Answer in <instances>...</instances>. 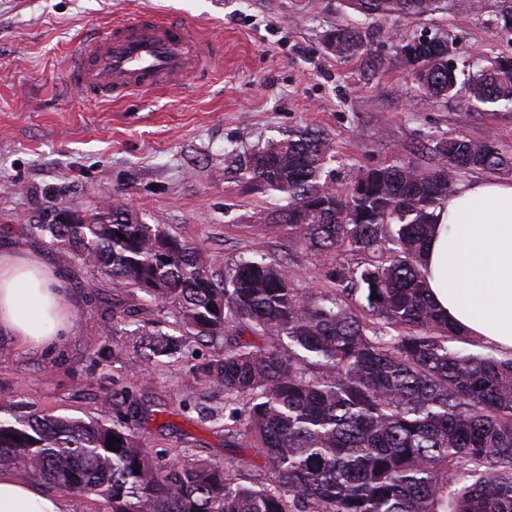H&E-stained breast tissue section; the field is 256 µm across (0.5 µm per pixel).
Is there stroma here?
Returning <instances> with one entry per match:
<instances>
[{
	"mask_svg": "<svg viewBox=\"0 0 512 512\" xmlns=\"http://www.w3.org/2000/svg\"><path fill=\"white\" fill-rule=\"evenodd\" d=\"M504 0H444L421 18L366 17L345 0H0V251L37 254L59 279L73 328L53 349L0 338V405L42 414L94 416L113 379L136 381L139 353L114 332L104 303L119 287L33 233L63 210L88 214L120 197L147 224L193 243L222 273L243 257L286 263L303 293L326 288L337 255H317L263 222L273 199L246 187L231 168L268 140L299 127L332 140L336 184L358 170L435 165L431 139L493 137L512 155V112L464 119V95L421 99L397 54L396 31L452 42L457 62L479 68L512 55L496 26ZM179 20L218 41L223 56L207 76L175 94L145 101L98 100L74 88L66 60L78 40L99 36L143 13ZM355 28L378 68L336 56V27ZM120 350L121 369L100 364L101 347ZM212 347L136 381L148 405L175 404L189 365ZM153 451L185 448L192 460H224V433L196 412L143 420Z\"/></svg>",
	"mask_w": 512,
	"mask_h": 512,
	"instance_id": "obj_1",
	"label": "stroma"
}]
</instances>
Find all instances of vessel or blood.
I'll return each mask as SVG.
<instances>
[{
	"mask_svg": "<svg viewBox=\"0 0 512 512\" xmlns=\"http://www.w3.org/2000/svg\"><path fill=\"white\" fill-rule=\"evenodd\" d=\"M221 56L219 44L195 36L187 25L145 13L83 42L67 68L86 94L121 101L181 89L189 75L204 74Z\"/></svg>",
	"mask_w": 512,
	"mask_h": 512,
	"instance_id": "1",
	"label": "vessel or blood"
}]
</instances>
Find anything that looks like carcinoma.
<instances>
[{"mask_svg":"<svg viewBox=\"0 0 512 512\" xmlns=\"http://www.w3.org/2000/svg\"><path fill=\"white\" fill-rule=\"evenodd\" d=\"M441 0H346L364 16L421 17ZM328 41L362 54L354 29ZM425 99L466 87V116L512 111V61L459 69L446 41L403 38ZM427 170L387 165L329 187L332 143L288 131L239 169L250 188L288 200L270 224L317 253H352L326 272L334 287L302 294L287 266L241 258L224 275L209 259L112 198L77 224L36 232L125 289L112 318L143 350L147 371L194 343L222 345L192 365L194 383L224 395L201 413L224 421V463H188L144 448L143 412L128 387L96 416L11 411L0 418V466L53 488L94 495L112 512H512V354L459 332L428 296L423 251L434 211L472 170L509 171L488 137H442ZM171 306L179 334L139 319ZM121 443L107 448L110 437ZM140 473H135V468ZM249 467L265 480H249Z\"/></svg>","mask_w":512,"mask_h":512,"instance_id":"obj_1","label":"carcinoma"}]
</instances>
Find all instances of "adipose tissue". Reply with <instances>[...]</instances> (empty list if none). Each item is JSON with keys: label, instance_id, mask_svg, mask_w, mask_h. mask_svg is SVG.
Masks as SVG:
<instances>
[{"label": "adipose tissue", "instance_id": "adipose-tissue-1", "mask_svg": "<svg viewBox=\"0 0 512 512\" xmlns=\"http://www.w3.org/2000/svg\"><path fill=\"white\" fill-rule=\"evenodd\" d=\"M425 274L456 329L512 352V182L458 188L437 210ZM73 327L58 278L37 257L0 252V337L44 348ZM0 512H68L36 481L0 469Z\"/></svg>", "mask_w": 512, "mask_h": 512}]
</instances>
